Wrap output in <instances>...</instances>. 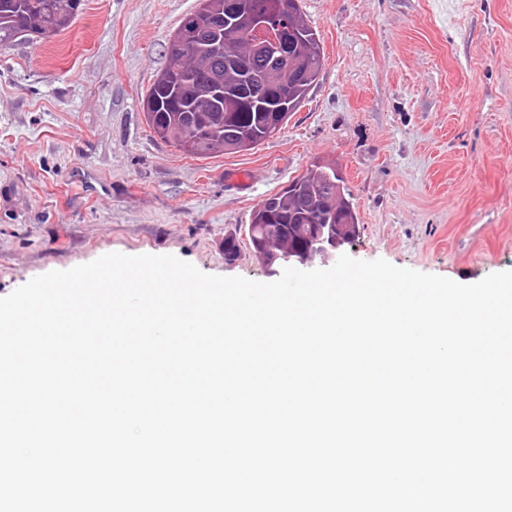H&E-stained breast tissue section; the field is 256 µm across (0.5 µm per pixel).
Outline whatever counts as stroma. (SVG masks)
Wrapping results in <instances>:
<instances>
[{"instance_id": "stroma-1", "label": "stroma", "mask_w": 512, "mask_h": 512, "mask_svg": "<svg viewBox=\"0 0 512 512\" xmlns=\"http://www.w3.org/2000/svg\"><path fill=\"white\" fill-rule=\"evenodd\" d=\"M196 5L83 0L69 29L0 50V297L112 252L267 281L251 213L316 160L352 195L351 257L461 284L512 270V0H300L316 84L254 150L208 159L142 110Z\"/></svg>"}]
</instances>
